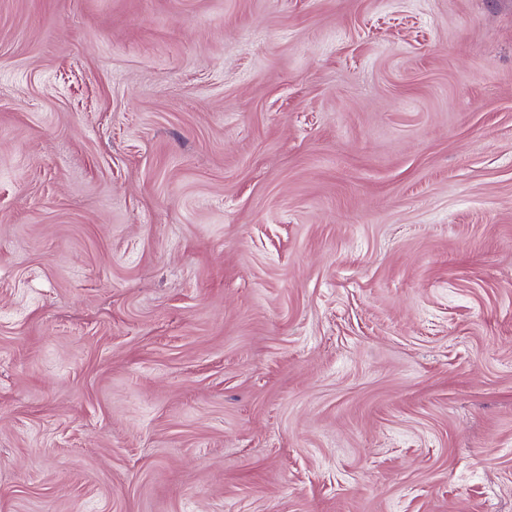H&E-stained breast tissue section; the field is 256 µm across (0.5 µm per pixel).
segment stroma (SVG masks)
<instances>
[{
    "mask_svg": "<svg viewBox=\"0 0 512 512\" xmlns=\"http://www.w3.org/2000/svg\"><path fill=\"white\" fill-rule=\"evenodd\" d=\"M0 512H512V0H0Z\"/></svg>",
    "mask_w": 512,
    "mask_h": 512,
    "instance_id": "obj_1",
    "label": "stroma"
}]
</instances>
